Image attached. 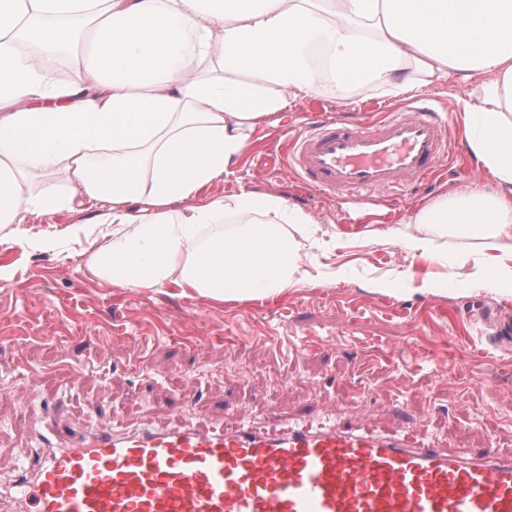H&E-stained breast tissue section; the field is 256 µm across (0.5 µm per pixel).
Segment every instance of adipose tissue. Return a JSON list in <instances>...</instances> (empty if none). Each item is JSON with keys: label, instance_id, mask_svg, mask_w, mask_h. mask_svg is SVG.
<instances>
[{"label": "adipose tissue", "instance_id": "ef3b65f1", "mask_svg": "<svg viewBox=\"0 0 512 512\" xmlns=\"http://www.w3.org/2000/svg\"><path fill=\"white\" fill-rule=\"evenodd\" d=\"M63 46L65 81L20 43ZM457 73L469 149L512 185V0H0V233L100 202L89 268L118 288L173 285L216 302L298 283L312 217L252 190L204 195L290 100L323 84L401 96ZM49 174L62 190L32 191ZM231 228H223L224 219ZM396 237L434 259L449 227L512 237V197L463 188Z\"/></svg>", "mask_w": 512, "mask_h": 512}]
</instances>
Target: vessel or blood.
<instances>
[{
  "label": "vessel or blood",
  "mask_w": 512,
  "mask_h": 512,
  "mask_svg": "<svg viewBox=\"0 0 512 512\" xmlns=\"http://www.w3.org/2000/svg\"><path fill=\"white\" fill-rule=\"evenodd\" d=\"M291 172L332 197L385 193L448 154L446 125L419 97L377 122L312 112L285 146ZM44 451L17 459L11 512H512V457L411 445L362 424L230 429L95 428L48 411Z\"/></svg>",
  "instance_id": "vessel-or-blood-1"
}]
</instances>
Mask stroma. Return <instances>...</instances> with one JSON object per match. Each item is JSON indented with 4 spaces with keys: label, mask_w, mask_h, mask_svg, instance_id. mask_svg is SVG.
<instances>
[{
    "label": "stroma",
    "mask_w": 512,
    "mask_h": 512,
    "mask_svg": "<svg viewBox=\"0 0 512 512\" xmlns=\"http://www.w3.org/2000/svg\"><path fill=\"white\" fill-rule=\"evenodd\" d=\"M449 75L427 88L447 120L448 140L466 151L458 96ZM405 97L324 85L251 147L214 193L247 187L279 195L316 221L305 278L266 300L215 302L173 287L124 289L96 279L83 245L25 252L0 238V483L20 445L33 443L47 408L96 425L112 416L127 428L234 426L250 415L263 430L291 422L343 423L440 448L512 454V284L474 279L475 265L512 261L511 238L449 231L436 259L408 249L393 231L422 200L483 172L441 163L423 185L377 205L357 195L330 199L287 168L284 135L298 134L322 107L332 116L376 119ZM95 211L29 216L28 236H64ZM435 284L420 293L423 281Z\"/></svg>",
    "instance_id": "stroma-1"
}]
</instances>
